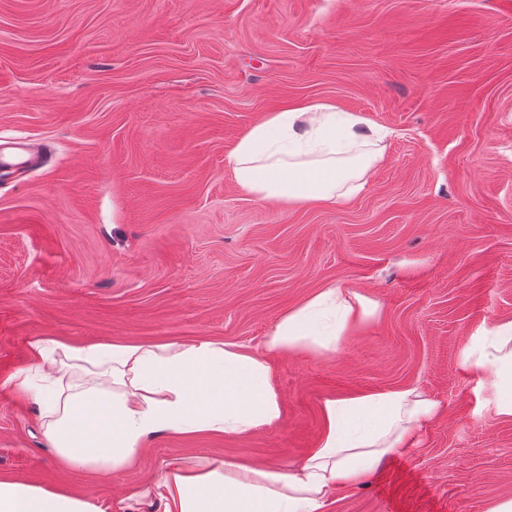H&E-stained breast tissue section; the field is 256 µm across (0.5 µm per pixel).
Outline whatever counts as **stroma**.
<instances>
[{"mask_svg":"<svg viewBox=\"0 0 512 512\" xmlns=\"http://www.w3.org/2000/svg\"><path fill=\"white\" fill-rule=\"evenodd\" d=\"M327 99L391 132L366 187L281 208L225 166L265 112ZM50 160L0 173V476L131 512L168 464H302L329 398L416 386L441 416L327 512H488L512 420L459 363L512 319V0H0V136ZM377 301L333 354L267 356L280 425L163 435L76 473L8 378L31 345L231 341L263 351L329 283Z\"/></svg>","mask_w":512,"mask_h":512,"instance_id":"stroma-1","label":"stroma"}]
</instances>
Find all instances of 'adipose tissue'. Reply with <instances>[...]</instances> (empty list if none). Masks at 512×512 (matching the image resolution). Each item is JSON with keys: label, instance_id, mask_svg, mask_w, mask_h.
<instances>
[{"label": "adipose tissue", "instance_id": "adipose-tissue-1", "mask_svg": "<svg viewBox=\"0 0 512 512\" xmlns=\"http://www.w3.org/2000/svg\"><path fill=\"white\" fill-rule=\"evenodd\" d=\"M383 128L324 100L289 102L264 113L225 156L242 192L280 207L333 206L362 190L384 159ZM357 290L325 285L283 313L270 351L335 352L376 317ZM34 372L19 388L37 405L45 439L75 472L130 467L160 435L243 436L282 419L272 367L232 342L89 343L36 340ZM460 364L484 377L483 405L512 420V319L482 328ZM440 403L414 387L376 390L322 405L323 428L297 468L234 463L166 466L147 492L162 512H325L331 494L357 484L385 457L411 447ZM0 512H108L72 492L0 478Z\"/></svg>", "mask_w": 512, "mask_h": 512}]
</instances>
